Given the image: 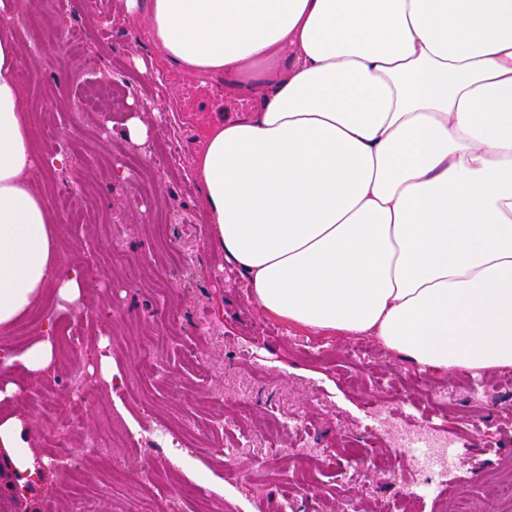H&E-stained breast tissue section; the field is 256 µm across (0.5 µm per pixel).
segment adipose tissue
<instances>
[{
  "label": "adipose tissue",
  "instance_id": "1",
  "mask_svg": "<svg viewBox=\"0 0 512 512\" xmlns=\"http://www.w3.org/2000/svg\"><path fill=\"white\" fill-rule=\"evenodd\" d=\"M149 21L166 60L256 102L205 130L192 174L263 313L434 374L512 370V0H150ZM20 65L1 29L3 331L88 288L31 180ZM55 366L51 336L1 348L0 404L16 369ZM36 446L25 413L0 415L22 481Z\"/></svg>",
  "mask_w": 512,
  "mask_h": 512
}]
</instances>
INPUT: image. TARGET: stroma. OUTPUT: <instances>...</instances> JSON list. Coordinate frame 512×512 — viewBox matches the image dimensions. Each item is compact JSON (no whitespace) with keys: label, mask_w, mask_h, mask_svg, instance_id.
Masks as SVG:
<instances>
[{"label":"stroma","mask_w":512,"mask_h":512,"mask_svg":"<svg viewBox=\"0 0 512 512\" xmlns=\"http://www.w3.org/2000/svg\"><path fill=\"white\" fill-rule=\"evenodd\" d=\"M128 14L124 0H97V26L69 6L68 26L83 34L73 46L44 37L40 17L11 13L10 30L31 79L22 107L36 136L53 129L67 164L38 171V187L58 217L65 265L105 271L89 289L80 315L68 318L48 295L37 307L55 323L53 375L25 380L24 410L48 458L56 413L82 406V436L126 429L113 448L112 471L76 482L85 454L52 464L25 484V512H139L150 496L160 512L193 485L224 512H457V488L470 512H500L494 472L512 459V371L476 377L423 372L364 337L320 336L263 316L236 271L209 241L202 196L191 175L204 129L239 115L241 96L223 75L197 76L171 65L154 48L148 0ZM153 104L141 112L142 103ZM141 112L142 143L123 125ZM177 148L163 169V196L144 192L127 157L155 159ZM126 266L111 270V252ZM108 339L119 381L98 375ZM157 343L141 368L146 340ZM479 414L481 443L469 435ZM184 432L179 448L156 438L162 425ZM444 427L454 462L424 473L418 453L393 447L401 429Z\"/></svg>","instance_id":"obj_1"}]
</instances>
